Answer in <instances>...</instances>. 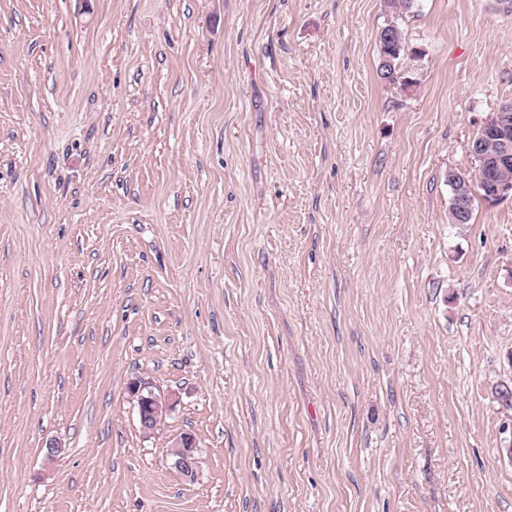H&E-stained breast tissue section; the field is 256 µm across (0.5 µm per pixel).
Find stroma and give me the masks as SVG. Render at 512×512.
<instances>
[{
  "mask_svg": "<svg viewBox=\"0 0 512 512\" xmlns=\"http://www.w3.org/2000/svg\"><path fill=\"white\" fill-rule=\"evenodd\" d=\"M386 19L0 0V512H512V200L448 221L512 0H417L399 84ZM397 23L394 21H390L389 23H387L384 26V27H389L392 32L393 42L391 44H385V46H384L381 42L378 41V39L383 42L389 41L391 38V35L389 34V32L382 30L379 33V35L377 34L378 35L377 42H378V46H379L378 50L380 51L379 55L381 57V62L383 59V53H388L392 57V61H393V65H394L393 72H395L396 74H398V70L396 69V63H397V61L400 60V58L402 57L404 50H405L404 34H403L402 30L400 29V27L397 25ZM388 48L390 50H388ZM386 64L389 67L392 66L390 57H386V59L382 62V65L380 66V70H382L383 65H384V67L388 68V66H386ZM129 392L136 400L139 423L144 433L156 430L175 402L171 396L156 393L149 382L134 381ZM172 448L171 454L174 458V468L186 480H196L199 470V458L197 456L198 448L195 437L191 434H182L175 440Z\"/></svg>",
  "mask_w": 512,
  "mask_h": 512,
  "instance_id": "1",
  "label": "stroma"
}]
</instances>
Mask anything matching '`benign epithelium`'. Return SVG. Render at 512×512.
I'll return each mask as SVG.
<instances>
[{"instance_id":"obj_1","label":"benign epithelium","mask_w":512,"mask_h":512,"mask_svg":"<svg viewBox=\"0 0 512 512\" xmlns=\"http://www.w3.org/2000/svg\"><path fill=\"white\" fill-rule=\"evenodd\" d=\"M489 134L499 143L498 154L488 159L481 145L471 142L470 153L478 161L476 174L448 172V182L453 187L450 211L454 213V223L464 224L469 212V191L473 189L475 178L479 177L491 184L490 201L499 202L512 199V184L496 180V170L512 161V108L506 106L501 111L491 113L482 123ZM131 396L136 400L141 430L151 433L157 429L167 412L172 408V397L161 395L153 390L148 382L134 381L129 386ZM196 439L183 434L173 443V467L187 480L198 477L199 458Z\"/></svg>"}]
</instances>
